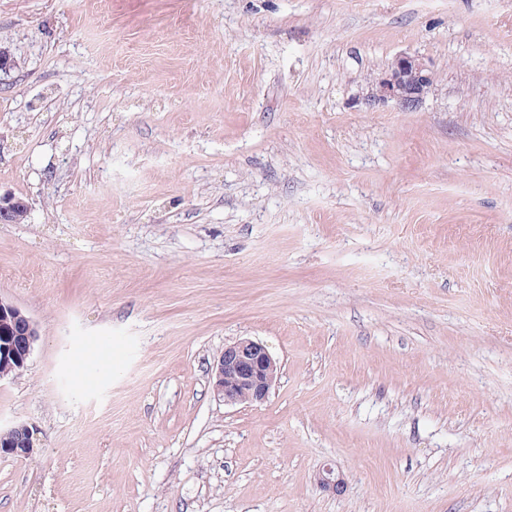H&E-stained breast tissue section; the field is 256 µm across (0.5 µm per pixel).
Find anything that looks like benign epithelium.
<instances>
[{
  "mask_svg": "<svg viewBox=\"0 0 512 512\" xmlns=\"http://www.w3.org/2000/svg\"><path fill=\"white\" fill-rule=\"evenodd\" d=\"M434 74L415 55L402 54L391 63L384 76L375 82L371 103L394 102L402 110L417 108L429 92ZM28 204L14 196L0 194V223L12 224L21 214H28ZM38 338L34 323L13 302L0 296V380L7 377L13 363L22 366L32 354ZM280 366L265 345L251 339H239L224 346V352L212 367V389L226 405L262 404L279 377ZM33 430L18 424L0 429V453L27 456L34 452L33 440L20 445L13 434ZM320 487L336 494L344 491L342 474L331 467L319 475Z\"/></svg>",
  "mask_w": 512,
  "mask_h": 512,
  "instance_id": "7a95c632",
  "label": "benign epithelium"
}]
</instances>
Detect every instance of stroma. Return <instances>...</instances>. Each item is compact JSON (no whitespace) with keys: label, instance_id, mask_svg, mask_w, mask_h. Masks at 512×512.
I'll return each mask as SVG.
<instances>
[{"label":"stroma","instance_id":"obj_1","mask_svg":"<svg viewBox=\"0 0 512 512\" xmlns=\"http://www.w3.org/2000/svg\"><path fill=\"white\" fill-rule=\"evenodd\" d=\"M0 45V512H512V0H0ZM434 74L418 56L402 54L375 82L369 105L394 102L402 110L416 109L429 92ZM28 204L22 199L0 194V223L13 224L20 214L28 215ZM22 319L18 325V320ZM38 330L34 323L23 314L13 302L0 296V380L20 373L14 370L9 373L16 362L26 367L38 338ZM2 336V341H1ZM280 366L265 345L239 339L224 346L212 367V389L225 405L262 404L279 377ZM23 430H25L29 435V440L22 445L13 442V434L16 431ZM34 450L35 446L33 441V430L29 426L25 424H18L4 430L0 428V453L16 456H27L33 453Z\"/></svg>","mask_w":512,"mask_h":512}]
</instances>
